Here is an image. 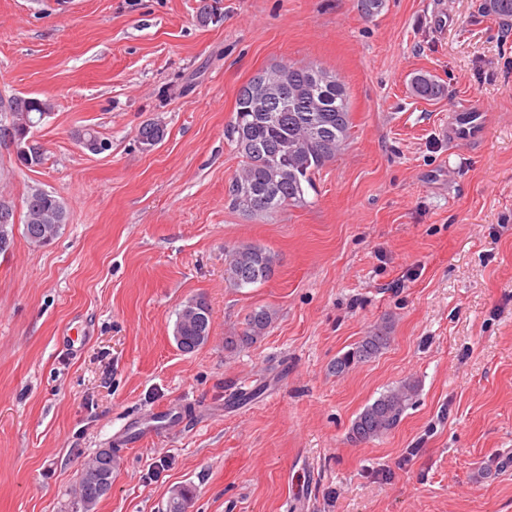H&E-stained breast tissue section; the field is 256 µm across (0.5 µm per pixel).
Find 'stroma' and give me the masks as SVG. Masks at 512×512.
<instances>
[{
    "label": "stroma",
    "mask_w": 512,
    "mask_h": 512,
    "mask_svg": "<svg viewBox=\"0 0 512 512\" xmlns=\"http://www.w3.org/2000/svg\"><path fill=\"white\" fill-rule=\"evenodd\" d=\"M482 2L218 0L205 25L199 0H0V98L54 104L42 165L0 145V196L66 210L50 244L19 232L0 253V512H85L81 469L110 447L92 512H166L186 485L188 512H512V26ZM280 62L337 74L353 127L310 205L267 218L229 204L228 130ZM420 74L444 94L416 97ZM465 99L488 115L478 146L442 134ZM147 122L165 129L148 150ZM85 128L111 150L79 147ZM242 242L276 254L267 282L225 283ZM198 295L210 335L185 353L174 324ZM258 307L265 335L233 344ZM385 321L388 348L332 372ZM406 380L399 424L353 441ZM174 410L190 423L156 429ZM125 426L138 442L115 447ZM416 391L417 384L408 381L383 393L354 419L351 438L359 442L369 441L390 432L400 422Z\"/></svg>",
    "instance_id": "1"
}]
</instances>
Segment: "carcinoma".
Segmentation results:
<instances>
[{"label": "carcinoma", "instance_id": "cac0c4a2", "mask_svg": "<svg viewBox=\"0 0 512 512\" xmlns=\"http://www.w3.org/2000/svg\"><path fill=\"white\" fill-rule=\"evenodd\" d=\"M484 9L503 22L512 20V0H485ZM271 76L288 78V98L294 111L282 112L275 119H266L258 112H238L232 134L242 128L248 134L247 145L236 150L244 158L242 172L228 184L229 204L237 207L235 186L242 184L262 193L268 183H278L275 200L254 211L256 215L272 216L286 207L308 205V190L314 188L313 177L346 146L351 136L350 100L345 83L335 74L313 64H280L267 70ZM415 94L433 99L441 94L440 84L433 78L419 75L413 79ZM54 108L49 99L16 96L7 110L0 109V132L10 127L17 134L39 125L43 116ZM23 234L27 241L38 244L36 236L46 227L65 224L63 202L45 191L37 196L30 192L23 199ZM276 255L253 243H241L225 253L224 281L231 288H245L268 281L275 272ZM272 322V313L259 307L245 318V327L232 341L249 345L261 339ZM390 327L381 325L364 336L354 347L336 358L332 369L342 374L355 365L378 355L390 341ZM210 326L199 327L193 307L185 303L178 313L174 335L181 337L179 348L190 353L209 337ZM417 384L411 381L389 389L367 405L352 422L351 437L369 441L394 429L411 404ZM194 491L185 486L169 499V512H187Z\"/></svg>", "mask_w": 512, "mask_h": 512}]
</instances>
